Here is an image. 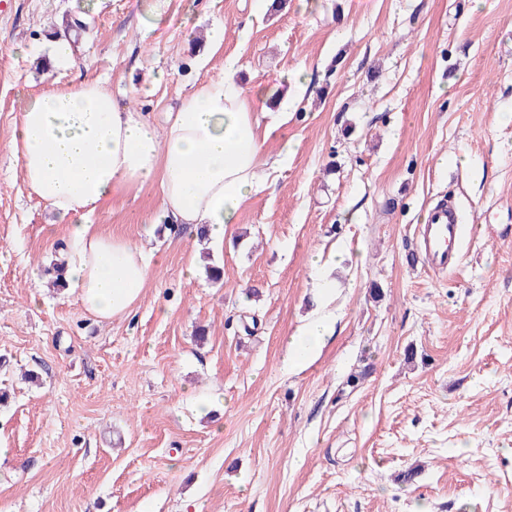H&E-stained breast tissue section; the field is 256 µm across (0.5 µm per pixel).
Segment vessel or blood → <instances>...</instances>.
I'll use <instances>...</instances> for the list:
<instances>
[{
    "label": "vessel or blood",
    "instance_id": "vessel-or-blood-1",
    "mask_svg": "<svg viewBox=\"0 0 512 512\" xmlns=\"http://www.w3.org/2000/svg\"><path fill=\"white\" fill-rule=\"evenodd\" d=\"M417 233V253L429 269L447 271L459 263L464 231L453 206H436Z\"/></svg>",
    "mask_w": 512,
    "mask_h": 512
}]
</instances>
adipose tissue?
I'll list each match as a JSON object with an SVG mask.
<instances>
[{"instance_id": "obj_1", "label": "adipose tissue", "mask_w": 512, "mask_h": 512, "mask_svg": "<svg viewBox=\"0 0 512 512\" xmlns=\"http://www.w3.org/2000/svg\"><path fill=\"white\" fill-rule=\"evenodd\" d=\"M234 59L196 88L163 126L120 105L104 84H48L30 96L13 128L11 148L31 192L68 227L61 269L86 312L101 320L132 313L152 275L142 247L99 232L88 218L123 189L159 183L155 216L174 230H205L220 242L254 192L267 188L261 170L268 130L262 88L244 90ZM334 333L326 315L311 319L287 343L286 369L309 360Z\"/></svg>"}]
</instances>
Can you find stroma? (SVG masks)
Returning a JSON list of instances; mask_svg holds the SVG:
<instances>
[{
    "label": "stroma",
    "mask_w": 512,
    "mask_h": 512,
    "mask_svg": "<svg viewBox=\"0 0 512 512\" xmlns=\"http://www.w3.org/2000/svg\"><path fill=\"white\" fill-rule=\"evenodd\" d=\"M66 19L84 64L59 86L104 82L156 123L229 56L243 87L303 99L223 243L145 236L150 185L91 216L154 265L109 320L49 287L67 228L10 148ZM300 67L314 94L277 81ZM448 200L467 235L438 275L416 226ZM318 309L334 335L286 370ZM0 448V512H512V0H0Z\"/></svg>",
    "instance_id": "1"
}]
</instances>
